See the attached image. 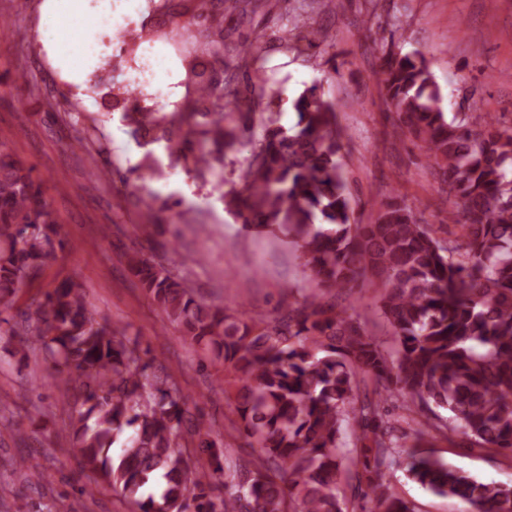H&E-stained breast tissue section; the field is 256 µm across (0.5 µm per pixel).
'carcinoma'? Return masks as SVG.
Masks as SVG:
<instances>
[{
  "mask_svg": "<svg viewBox=\"0 0 512 512\" xmlns=\"http://www.w3.org/2000/svg\"><path fill=\"white\" fill-rule=\"evenodd\" d=\"M226 2L243 16L258 6L288 10V0ZM207 7L209 25L194 38L219 67L182 110L156 112L126 94L123 122L136 138L165 142L170 164L204 185L224 184V158L247 140L239 182L220 195L224 210L247 231L289 239L330 292L380 279L397 348L389 353L354 309L322 292L254 316L243 303L207 302L141 250L129 255L130 273L192 350L222 366L234 429L260 449L226 476L222 442L202 410L126 332L96 318L83 285L67 277L32 300L21 324L1 319L0 336L37 337L19 341L16 353L42 357L69 395L80 492L117 494L127 512H345L347 472L351 496L373 500L377 512H415L383 484L385 468L404 454L409 479L431 492L470 512H512L511 486L420 450L446 429L451 443L512 453V127L473 109L445 111L427 59L390 41L377 72L383 104L403 134L424 144L460 234L442 244L402 199L378 204L374 223L357 224L333 104L312 85L285 131L263 107V70L251 69L264 47H230L224 19L213 14L219 5L201 0ZM136 206L139 223H164L152 202ZM57 246L64 243L42 182L1 137V311L33 286ZM391 400L401 402L399 420ZM432 405L448 411V423H436ZM346 422L349 447L340 439ZM409 437L407 451L401 440Z\"/></svg>",
  "mask_w": 512,
  "mask_h": 512,
  "instance_id": "1",
  "label": "carcinoma"
}]
</instances>
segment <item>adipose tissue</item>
<instances>
[{
    "instance_id": "ef3b65f1",
    "label": "adipose tissue",
    "mask_w": 512,
    "mask_h": 512,
    "mask_svg": "<svg viewBox=\"0 0 512 512\" xmlns=\"http://www.w3.org/2000/svg\"><path fill=\"white\" fill-rule=\"evenodd\" d=\"M85 0H43L39 41L50 60L61 65V77L71 84L77 94H84L90 83L101 52L100 45L88 46L76 42L73 31L78 26H92L99 33L115 36L107 13L87 17Z\"/></svg>"
}]
</instances>
